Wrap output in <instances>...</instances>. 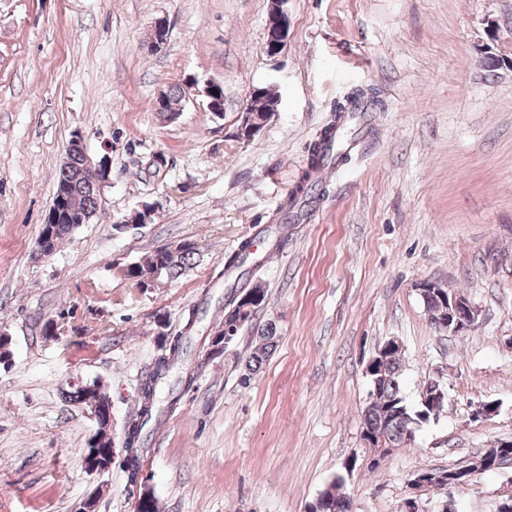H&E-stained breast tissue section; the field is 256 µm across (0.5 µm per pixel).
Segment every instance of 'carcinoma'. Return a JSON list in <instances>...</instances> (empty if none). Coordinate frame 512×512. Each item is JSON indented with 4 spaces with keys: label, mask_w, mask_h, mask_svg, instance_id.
<instances>
[{
    "label": "carcinoma",
    "mask_w": 512,
    "mask_h": 512,
    "mask_svg": "<svg viewBox=\"0 0 512 512\" xmlns=\"http://www.w3.org/2000/svg\"><path fill=\"white\" fill-rule=\"evenodd\" d=\"M377 106L376 96H356L349 102L347 115H334V119L325 127L321 136L309 145L308 165L302 172L295 187L288 194L287 199L279 207V224L274 228L264 229L268 235L270 248L278 250L286 242L284 230L288 225L296 223L298 213L296 207L316 201L322 194V181L318 173L336 161L347 158L350 144L359 139L360 134L368 128L370 112ZM69 163L60 168L56 191L53 201L66 196L70 214V223L52 224L50 232L39 235L44 241L46 255H52L58 245L78 227V219L86 214L95 212L99 189L88 174V158L84 147L77 141H70L67 149ZM252 241L243 240L238 248L224 254V275L230 276L236 272L246 275V282L241 285H232L225 296L224 321L216 331L218 338H224L227 330L234 329L241 332L245 328L257 329L259 343L254 352L250 354L245 363V370L241 382L247 383L276 346L278 336L276 327L268 323L256 327V316H249L238 320V316L229 312L227 304L232 302L235 293L242 288L254 289L258 297L256 309H261L267 300L268 292L260 279L250 277L247 266L251 265L252 258L249 248ZM196 254L195 245L189 241H182L174 246L160 248L142 262H135L126 267L124 276L137 288L146 287L155 277L174 279L179 277L183 268L190 264ZM423 306L428 313L430 323L439 327L441 313L448 299V291L443 288H431L420 293ZM157 325L163 328L159 336L163 338L160 353L155 359L153 373L143 382L140 388V402L138 412L131 418L125 427V447L134 448L126 455L125 477L128 485H135L138 472L141 470L139 452L146 447L150 440L148 424L158 418L156 405L143 406V403L157 394V385L167 376L171 368L178 361L191 356L193 342L191 332L195 327L194 315H189L184 324L183 331L172 336L164 329L167 323L159 320ZM402 357L401 350L397 349L388 354L385 361L378 365L370 375L372 401L368 402L362 411L363 429L369 435L380 433L386 438V447L401 448L416 445V432L421 425L430 418L439 415L443 405L430 406L421 401L415 407L407 404L401 389ZM67 398L88 408L95 407L99 411L96 420L97 430L93 436L95 447L106 455L112 453V435L107 433L111 422L112 405L109 395L97 383L76 385L69 392ZM342 478L338 477L324 487L316 496L317 507L315 512H348L349 501L339 492Z\"/></svg>",
    "instance_id": "carcinoma-1"
}]
</instances>
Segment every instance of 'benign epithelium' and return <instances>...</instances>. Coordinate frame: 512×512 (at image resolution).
I'll return each mask as SVG.
<instances>
[{"label":"benign epithelium","instance_id":"1","mask_svg":"<svg viewBox=\"0 0 512 512\" xmlns=\"http://www.w3.org/2000/svg\"><path fill=\"white\" fill-rule=\"evenodd\" d=\"M284 0H274L266 22L267 39L265 51L269 55H276L282 49L287 37L289 28L288 13L283 9ZM155 38L151 40L149 48L159 51L167 43L169 25L166 19L157 18L153 23ZM218 82H210L205 85L202 94L207 99V106L217 117L222 116L223 108L218 99ZM262 90L255 89L251 93L250 102L241 113V127L249 130L250 133H257L263 126L264 121L260 120L255 107V100L261 95ZM89 173L98 184L104 188L111 183L112 163L109 157L90 165ZM479 310L469 300L454 294H448L447 310L444 311L441 330L453 336L461 332L469 331L477 326ZM499 454L489 455L483 463L477 467L467 465L455 469L431 470L418 469L410 475L407 481V497L403 500L399 512H424V497L439 487L451 491L461 489L479 474L498 467Z\"/></svg>","mask_w":512,"mask_h":512}]
</instances>
